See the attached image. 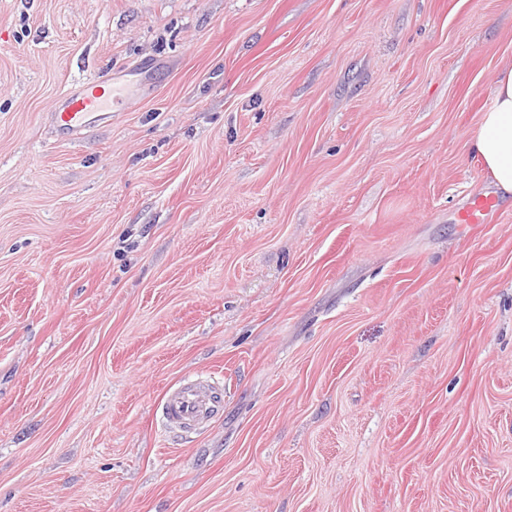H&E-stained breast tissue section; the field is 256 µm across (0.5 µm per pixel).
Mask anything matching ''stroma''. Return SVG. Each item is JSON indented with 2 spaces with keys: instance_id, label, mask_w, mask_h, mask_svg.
<instances>
[{
  "instance_id": "obj_1",
  "label": "stroma",
  "mask_w": 512,
  "mask_h": 512,
  "mask_svg": "<svg viewBox=\"0 0 512 512\" xmlns=\"http://www.w3.org/2000/svg\"><path fill=\"white\" fill-rule=\"evenodd\" d=\"M507 64L512 0H0V512H512ZM467 146L501 195L512 196V66L499 72L493 102L481 113ZM107 88L112 89V95L105 96ZM113 94L112 75L90 77L78 89L63 94L54 112L56 133L74 139L90 127L109 121L112 114L107 111L122 101ZM496 202L493 197L480 196L475 199L473 205L460 214V219L464 224H482L485 216L494 211ZM223 389L217 381L187 378L165 393L161 418L166 429L194 433L222 409Z\"/></svg>"
}]
</instances>
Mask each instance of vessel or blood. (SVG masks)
Returning a JSON list of instances; mask_svg holds the SVG:
<instances>
[{
    "label": "vessel or blood",
    "instance_id": "1",
    "mask_svg": "<svg viewBox=\"0 0 512 512\" xmlns=\"http://www.w3.org/2000/svg\"><path fill=\"white\" fill-rule=\"evenodd\" d=\"M111 76H94L77 89L63 94L54 114L58 135L75 138L81 132L110 120L111 97L106 94ZM496 207L493 197L481 196L461 213L465 224L483 223ZM223 390L217 381L187 378L167 390L161 402V418L166 429L194 433L203 429L222 409Z\"/></svg>",
    "mask_w": 512,
    "mask_h": 512
}]
</instances>
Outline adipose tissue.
I'll use <instances>...</instances> for the list:
<instances>
[{
    "mask_svg": "<svg viewBox=\"0 0 512 512\" xmlns=\"http://www.w3.org/2000/svg\"><path fill=\"white\" fill-rule=\"evenodd\" d=\"M468 147L501 195L512 196V66L499 72L493 102L481 113Z\"/></svg>",
    "mask_w": 512,
    "mask_h": 512,
    "instance_id": "1",
    "label": "adipose tissue"
}]
</instances>
